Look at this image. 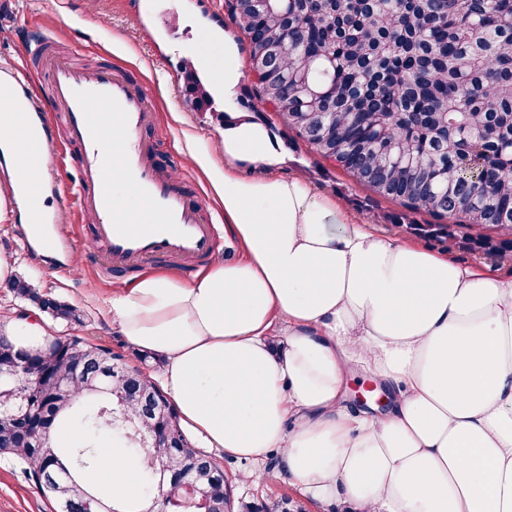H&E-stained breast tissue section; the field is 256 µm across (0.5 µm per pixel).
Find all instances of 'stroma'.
<instances>
[{"instance_id": "stroma-1", "label": "stroma", "mask_w": 512, "mask_h": 512, "mask_svg": "<svg viewBox=\"0 0 512 512\" xmlns=\"http://www.w3.org/2000/svg\"><path fill=\"white\" fill-rule=\"evenodd\" d=\"M153 12L141 23H134L138 0H0V61L24 62L34 39V27L58 34L57 55L77 69L94 71L112 67L123 72L149 96L152 122L137 138L151 150L156 162L177 175L183 193L205 213L213 224H221L222 209L211 192L207 175L192 164L183 150L184 133L195 135L206 146L216 166H223L218 145L224 137V102L197 107L188 87L185 71L197 68L205 51L224 53V37L239 47L241 68L249 66L244 36L228 18L224 0H153ZM275 134L272 149L279 157L274 174L297 177L320 192L337 198L350 212L371 219L375 229L438 253H449L462 265L495 274L512 275V256L490 257L477 249L456 246L419 236L412 227L391 223L389 216L398 204L379 197L357 183L333 162L322 159L310 146L288 130L275 112L265 114ZM73 231L82 244L75 255L79 272L58 273L53 265L35 261L24 246L22 225L0 222V252L19 258L21 279L39 293L65 301L80 314L79 322L64 324L41 313L30 302L17 296L10 283H0V311L10 319L27 318L48 329L53 337L80 336L106 345L121 354L129 365H136L134 348L103 311V301L114 289L129 284L143 272L130 266L117 270L102 261L93 223H74ZM230 478L234 500L271 502L293 498L306 512H334L333 505L307 497L303 489L282 474L271 454L256 462L222 457ZM265 471L257 484L241 482L242 471ZM0 512H54V506L34 489L20 464L0 457Z\"/></svg>"}]
</instances>
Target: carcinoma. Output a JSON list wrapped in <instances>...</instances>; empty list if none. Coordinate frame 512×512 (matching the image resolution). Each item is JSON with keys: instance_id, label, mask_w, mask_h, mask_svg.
Returning a JSON list of instances; mask_svg holds the SVG:
<instances>
[{"instance_id": "cac0c4a2", "label": "carcinoma", "mask_w": 512, "mask_h": 512, "mask_svg": "<svg viewBox=\"0 0 512 512\" xmlns=\"http://www.w3.org/2000/svg\"><path fill=\"white\" fill-rule=\"evenodd\" d=\"M249 47L258 100L272 108L320 156L373 193L397 203L394 223L424 212L434 224L413 230L453 247L463 239L490 253L512 252V0H228ZM500 231L502 238L487 234ZM13 290L54 319L80 320L71 305L39 294L22 280ZM112 349L79 336L34 349L36 375L13 376L14 355L0 351V385L33 390L29 431L0 411V455L14 457L42 497L68 512L47 487L67 475L80 512H116L77 478L96 457L99 434L112 428L117 447L144 465L148 481L190 473L201 504L174 512H225L233 506L222 467L192 444L145 447L163 434L167 414L146 416L145 400L164 393L143 372L108 373L96 390L80 360H112ZM142 394L124 405V421L107 424L102 408L130 387ZM77 423L81 437L50 454L34 447L43 425ZM291 501L239 505V512H289Z\"/></svg>"}]
</instances>
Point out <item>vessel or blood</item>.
I'll return each instance as SVG.
<instances>
[{
	"instance_id": "1",
	"label": "vessel or blood",
	"mask_w": 512,
	"mask_h": 512,
	"mask_svg": "<svg viewBox=\"0 0 512 512\" xmlns=\"http://www.w3.org/2000/svg\"><path fill=\"white\" fill-rule=\"evenodd\" d=\"M53 92L60 111L66 112L73 137L81 141L84 156L78 177L70 189L71 203L46 216L49 224H67L90 218L112 266L139 261L150 265L181 260L186 265L209 259L217 248L213 224L198 206L190 204L175 177L159 168L149 150L131 135L149 123L152 113L143 90L125 75L109 68L90 74L66 62L51 61ZM30 70L12 62L0 63V95L19 97L36 138L55 150L53 116L29 91ZM126 133L119 150L120 164L103 158L101 120ZM131 185L151 209L154 222L130 225L114 191L115 180Z\"/></svg>"
}]
</instances>
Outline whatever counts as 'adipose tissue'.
Masks as SVG:
<instances>
[{"label":"adipose tissue","instance_id":"ef3b65f1","mask_svg":"<svg viewBox=\"0 0 512 512\" xmlns=\"http://www.w3.org/2000/svg\"><path fill=\"white\" fill-rule=\"evenodd\" d=\"M0 147L46 212L17 109L0 114ZM223 148L220 168L203 147L188 155L238 258L189 283L144 273L107 302L126 340L163 358L181 425L229 457L277 449L289 479L345 512H512V276L382 235L271 174L264 124L236 120ZM359 374L386 390V410H348L343 390ZM98 457L83 471L98 495L117 512H154L139 461L107 437Z\"/></svg>","mask_w":512,"mask_h":512}]
</instances>
